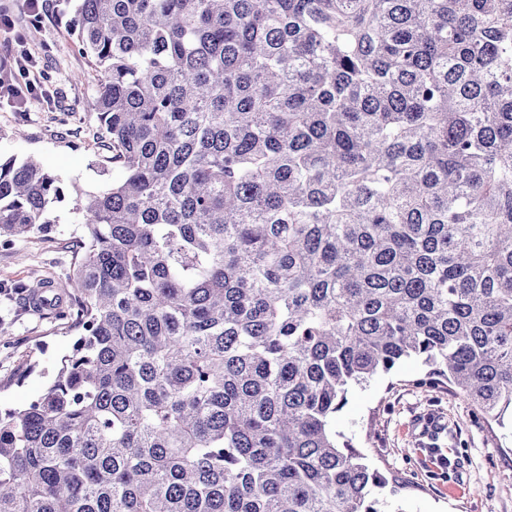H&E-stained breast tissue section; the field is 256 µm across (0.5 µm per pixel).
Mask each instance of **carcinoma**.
Listing matches in <instances>:
<instances>
[{
    "instance_id": "1",
    "label": "carcinoma",
    "mask_w": 512,
    "mask_h": 512,
    "mask_svg": "<svg viewBox=\"0 0 512 512\" xmlns=\"http://www.w3.org/2000/svg\"><path fill=\"white\" fill-rule=\"evenodd\" d=\"M97 137L0 512H378L332 422L403 357L512 409V0H81ZM60 181L0 160V235Z\"/></svg>"
}]
</instances>
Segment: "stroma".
<instances>
[{
	"label": "stroma",
	"mask_w": 512,
	"mask_h": 512,
	"mask_svg": "<svg viewBox=\"0 0 512 512\" xmlns=\"http://www.w3.org/2000/svg\"><path fill=\"white\" fill-rule=\"evenodd\" d=\"M15 22L0 30V55L31 52L39 61L49 101L18 112L0 102V157L35 159L57 176L64 197L49 225L27 237H0V412L28 404L51 383L82 335L68 320L36 314L20 284L65 285L73 248L83 235L77 192H93L121 176L97 139L91 103L100 75L75 47L72 0H46L40 27L29 23L23 0H0ZM430 366L403 359L347 393L333 429L387 478L374 489L379 512H512V416L477 422L469 401L428 382Z\"/></svg>",
	"instance_id": "obj_1"
}]
</instances>
